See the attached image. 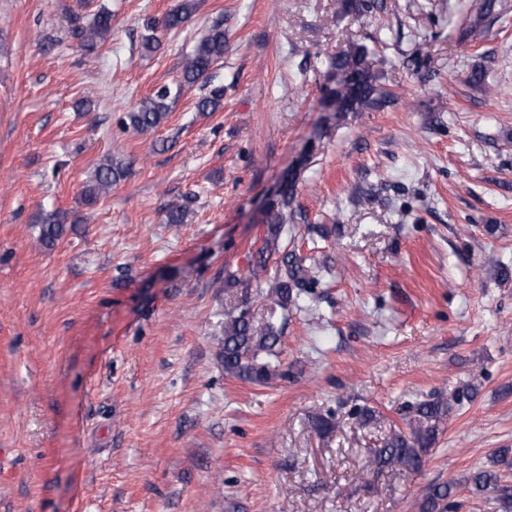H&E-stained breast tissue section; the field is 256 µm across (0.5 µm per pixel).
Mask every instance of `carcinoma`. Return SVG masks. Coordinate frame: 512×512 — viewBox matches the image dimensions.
Segmentation results:
<instances>
[{
    "label": "carcinoma",
    "instance_id": "cac0c4a2",
    "mask_svg": "<svg viewBox=\"0 0 512 512\" xmlns=\"http://www.w3.org/2000/svg\"><path fill=\"white\" fill-rule=\"evenodd\" d=\"M342 9L359 17L383 9L379 0H341ZM197 10V0H178L166 14L161 25L171 30L182 25ZM70 33L83 46L92 50L106 40L112 32V12L100 7L89 24H84L78 14L66 18ZM154 21L146 24L142 34V46L153 51L160 46L157 36L158 25ZM224 26L216 23L199 38L191 52L181 64V76L173 87L162 85L135 109L126 113L122 124L137 132H146L159 127L168 117L172 104L184 90L196 85L205 93L196 102L201 113L215 112L224 104V85L213 81L212 70L224 58ZM375 63L367 48L353 44L347 50L331 58L329 71L336 75V84L329 89L327 99L338 105L340 112H363L382 106L387 93L376 84ZM130 174L129 166L123 161L106 158L95 170L92 180L84 185L81 196L84 205L96 204L100 196L113 186L125 180ZM295 177L290 175L281 181L278 199L268 205L264 212L267 236L258 249L257 266L266 263V254L272 252L282 225L288 223V207L295 194ZM67 216L58 211L46 213L41 218L39 241L45 247H53L65 232ZM281 275L275 288L274 304L285 309L301 297L305 286L316 282L315 271L306 264V259L294 253H284L280 262ZM281 336L273 321H267L263 329H256L247 311L230 307L224 311V338L220 345L219 359L224 367V375L252 383H265L278 375L270 358L280 354ZM474 397L471 386L459 387L448 395H440L432 400L419 401L407 408L404 424L408 433L397 431L374 451L369 466L375 470L395 469L415 471L422 466L423 458L437 442L441 426L464 402ZM507 452H502L493 461V468L479 469L467 479L470 492L483 496L497 493L496 501L504 506L512 505V487L501 484L500 472L495 467L507 463ZM453 488L449 485L430 486L418 504V512H453Z\"/></svg>",
    "mask_w": 512,
    "mask_h": 512
}]
</instances>
